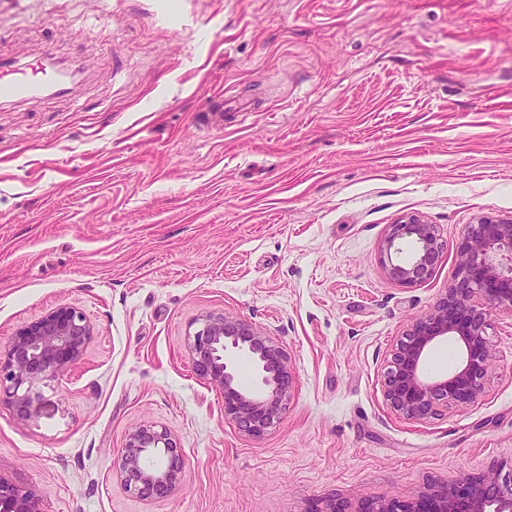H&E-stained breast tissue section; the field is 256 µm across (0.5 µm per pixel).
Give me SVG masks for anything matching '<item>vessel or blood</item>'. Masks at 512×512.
Instances as JSON below:
<instances>
[{
    "instance_id": "b4317fda",
    "label": "vessel or blood",
    "mask_w": 512,
    "mask_h": 512,
    "mask_svg": "<svg viewBox=\"0 0 512 512\" xmlns=\"http://www.w3.org/2000/svg\"><path fill=\"white\" fill-rule=\"evenodd\" d=\"M53 62V53L49 50L32 63L20 64L9 58H0V102L68 93L64 74L54 68Z\"/></svg>"
}]
</instances>
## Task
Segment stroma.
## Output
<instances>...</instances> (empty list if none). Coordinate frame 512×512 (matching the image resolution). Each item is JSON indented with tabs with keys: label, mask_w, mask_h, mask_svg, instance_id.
<instances>
[{
	"label": "stroma",
	"mask_w": 512,
	"mask_h": 512,
	"mask_svg": "<svg viewBox=\"0 0 512 512\" xmlns=\"http://www.w3.org/2000/svg\"><path fill=\"white\" fill-rule=\"evenodd\" d=\"M48 47L79 84L0 104V346L62 303L94 337L28 415L0 404V475L41 512H357L512 468V311L474 403L419 421L381 387L466 226L512 220V0H0V54ZM412 216L444 250L404 287L378 251ZM210 312L287 353L261 437L194 371ZM145 424L185 459L160 498L116 474Z\"/></svg>",
	"instance_id": "obj_1"
}]
</instances>
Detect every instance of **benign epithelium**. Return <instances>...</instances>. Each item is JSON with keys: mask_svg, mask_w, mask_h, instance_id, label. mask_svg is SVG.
<instances>
[{"mask_svg": "<svg viewBox=\"0 0 512 512\" xmlns=\"http://www.w3.org/2000/svg\"><path fill=\"white\" fill-rule=\"evenodd\" d=\"M414 244L408 261L398 260L405 240ZM442 251L435 226L411 219L390 226L379 258L388 277L402 286L426 280ZM512 310V221L484 218L467 226L456 250V274L445 294L416 318L396 344L381 376L386 403L415 420L441 415L454 405L464 407L483 393L494 363L488 336L491 313ZM94 336L85 315L59 304L17 328L0 347V404L26 415L40 397L38 387L65 374L83 356ZM448 338L462 350L452 372L430 377L424 369L430 348ZM236 349L254 361L261 380L259 392L243 390L226 354ZM197 374L224 393V415L252 437L263 436L280 418L289 401L291 374L285 350L251 323L208 313L189 336ZM184 459L171 433L142 425L128 433L120 450V476L139 496L152 498L174 491ZM0 512H40L32 489L0 477ZM358 512H512V468L487 472L435 486L408 500H372Z\"/></svg>", "mask_w": 512, "mask_h": 512, "instance_id": "benign-epithelium-1", "label": "benign epithelium"}]
</instances>
